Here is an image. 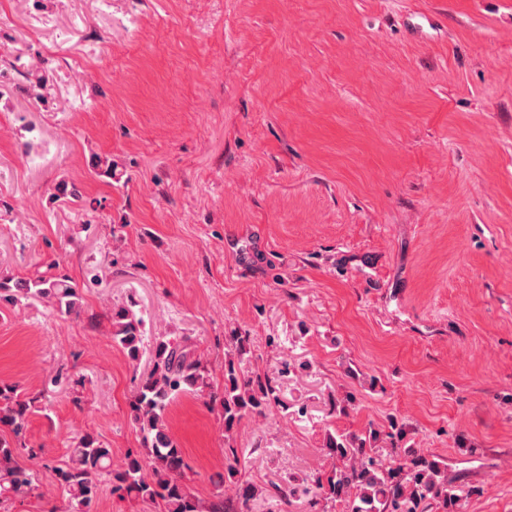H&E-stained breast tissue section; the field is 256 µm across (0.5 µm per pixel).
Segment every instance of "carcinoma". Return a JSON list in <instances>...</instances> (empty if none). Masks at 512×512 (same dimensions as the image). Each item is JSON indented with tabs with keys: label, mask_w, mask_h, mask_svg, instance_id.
<instances>
[{
	"label": "carcinoma",
	"mask_w": 512,
	"mask_h": 512,
	"mask_svg": "<svg viewBox=\"0 0 512 512\" xmlns=\"http://www.w3.org/2000/svg\"><path fill=\"white\" fill-rule=\"evenodd\" d=\"M48 301L62 315L78 313L82 295L64 274L36 278L0 280V299L18 298ZM112 342L132 361L140 358L146 336L143 322L126 306L111 309ZM250 337L230 336L224 361V385L215 386L200 359L184 347L163 337L155 339L152 368L141 379L131 403L132 419L142 435V454H129L124 465L112 467V449L89 434L72 441L67 459L53 468L58 487L69 495L76 512H91L106 479L122 495L154 504L162 512H224L220 500L205 510L202 502L182 482L187 465L181 448L169 434L166 413L180 393L207 396L206 403L221 412L224 437L233 434L242 419L263 416L279 402L272 381L246 370L245 355L250 353ZM30 401L17 385H0V427L15 440L0 437V500L33 490L35 471L20 462L40 461L43 449L30 448L24 432ZM377 431L359 438L339 434L329 437L328 453L336 458L334 473L322 481L318 474L303 480L288 477L275 486L287 505L301 492L320 489L325 500L345 505V512H444L457 504L463 486L448 479L447 468L418 448H392L389 453L376 447Z\"/></svg>",
	"instance_id": "carcinoma-1"
}]
</instances>
